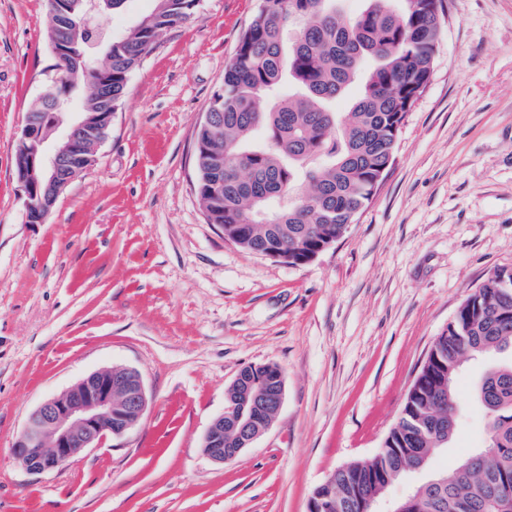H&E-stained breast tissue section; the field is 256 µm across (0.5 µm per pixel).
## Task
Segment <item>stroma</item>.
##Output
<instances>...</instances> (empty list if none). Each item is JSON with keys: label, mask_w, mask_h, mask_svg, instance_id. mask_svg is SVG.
Segmentation results:
<instances>
[{"label": "stroma", "mask_w": 512, "mask_h": 512, "mask_svg": "<svg viewBox=\"0 0 512 512\" xmlns=\"http://www.w3.org/2000/svg\"><path fill=\"white\" fill-rule=\"evenodd\" d=\"M432 78L395 160L343 237L288 265L206 223L197 128L258 0H200L131 73L93 166L28 223L15 176L53 54L46 0H0V512H307L336 468L372 459L435 338L490 274L512 269V0H444ZM466 360L447 448L389 484L394 503L483 447ZM279 366L284 399L235 461L203 449L225 392ZM141 376L144 416L64 468L14 459L27 415L89 373Z\"/></svg>", "instance_id": "obj_1"}]
</instances>
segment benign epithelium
<instances>
[{"mask_svg": "<svg viewBox=\"0 0 512 512\" xmlns=\"http://www.w3.org/2000/svg\"><path fill=\"white\" fill-rule=\"evenodd\" d=\"M77 18L84 30H102L100 0H76ZM106 107L99 112L72 113L50 131L40 123L25 122L19 143H30V150L17 154L19 184L26 208H35L43 217L54 210L60 196L85 168L86 153L95 151L106 139L112 125V82L105 80L96 90ZM58 105L70 103L65 80L58 77L40 95ZM276 384L268 389L251 381L243 399L224 410L203 436L204 451L216 463H230L250 447L268 427L253 431L254 412L268 395L275 409L284 398V376L277 371ZM147 407L144 383L138 372L125 366L95 371L59 394L45 399L27 417L12 453L30 473L58 470L108 434L121 436L141 420ZM240 424L238 447H224V418ZM337 502L331 496L313 495L307 512H332Z\"/></svg>", "mask_w": 512, "mask_h": 512, "instance_id": "7a95c632", "label": "benign epithelium"}]
</instances>
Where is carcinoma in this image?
I'll return each instance as SVG.
<instances>
[{
    "mask_svg": "<svg viewBox=\"0 0 512 512\" xmlns=\"http://www.w3.org/2000/svg\"><path fill=\"white\" fill-rule=\"evenodd\" d=\"M71 0L48 5L46 39L62 45L56 57L75 73L74 93L100 109L92 85L112 67V107L128 77L155 49L158 37L196 11L199 0H154V8L123 38L89 55L86 37L66 16ZM347 16L336 0H259L224 70L209 112L224 123L199 125L197 139L221 167L196 166V194L206 222L233 230L249 253L268 245L286 248L298 265L321 244L347 232L371 200L373 188L395 158L406 115L425 90L443 32V0H365ZM361 88L346 112L336 100ZM294 92L283 95L284 86ZM66 105L32 102L26 116L47 122L68 118ZM496 269L457 310L434 340L436 352L411 386L400 421L388 434V451L353 463L335 475V512H360L367 496L420 457L446 447L448 432L434 422L456 411L458 361L468 354L494 356L512 349V287ZM475 398L488 422L486 445L451 473L434 476L408 501L406 512H500L492 505L498 484L512 485V360L486 370Z\"/></svg>",
    "mask_w": 512,
    "mask_h": 512,
    "instance_id": "carcinoma-1",
    "label": "carcinoma"
}]
</instances>
